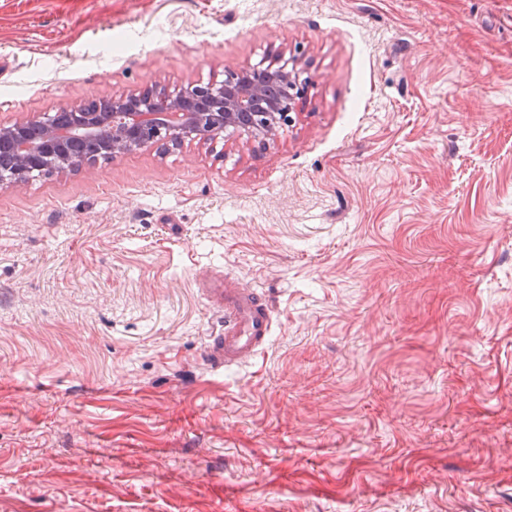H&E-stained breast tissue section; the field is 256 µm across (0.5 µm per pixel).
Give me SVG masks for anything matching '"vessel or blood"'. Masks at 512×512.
Returning a JSON list of instances; mask_svg holds the SVG:
<instances>
[{
	"instance_id": "vessel-or-blood-1",
	"label": "vessel or blood",
	"mask_w": 512,
	"mask_h": 512,
	"mask_svg": "<svg viewBox=\"0 0 512 512\" xmlns=\"http://www.w3.org/2000/svg\"><path fill=\"white\" fill-rule=\"evenodd\" d=\"M205 293L224 310V323L207 345L208 363L227 366L256 355L266 344L273 323L264 293L253 287H229L222 278L212 280Z\"/></svg>"
}]
</instances>
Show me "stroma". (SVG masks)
<instances>
[{"instance_id":"35a3bbf8","label":"stroma","mask_w":512,"mask_h":512,"mask_svg":"<svg viewBox=\"0 0 512 512\" xmlns=\"http://www.w3.org/2000/svg\"><path fill=\"white\" fill-rule=\"evenodd\" d=\"M276 50L274 142L0 184V512H512V0H0V126ZM205 293L224 309V325L207 345L208 363L227 366L256 355L266 344L273 323L264 293L253 287L229 288L227 277L212 280Z\"/></svg>"}]
</instances>
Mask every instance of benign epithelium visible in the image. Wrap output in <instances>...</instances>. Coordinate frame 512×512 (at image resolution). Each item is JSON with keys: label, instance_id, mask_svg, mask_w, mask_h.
Here are the masks:
<instances>
[{"label": "benign epithelium", "instance_id": "benign-epithelium-1", "mask_svg": "<svg viewBox=\"0 0 512 512\" xmlns=\"http://www.w3.org/2000/svg\"><path fill=\"white\" fill-rule=\"evenodd\" d=\"M313 82L300 77L298 64L292 60L267 65L227 70L221 83L194 84L175 93L145 90L130 97L112 100V107L131 109V122L124 134L127 150L144 147L141 128L149 123L161 138V145L179 146L187 141L218 138L232 130L254 138H271L280 128L291 125L295 100L307 92ZM77 124L68 135L95 142L94 131L110 116L101 111V102L82 104ZM10 131L21 142L27 168L40 172L63 149L62 139L54 130V117L20 122Z\"/></svg>", "mask_w": 512, "mask_h": 512}]
</instances>
